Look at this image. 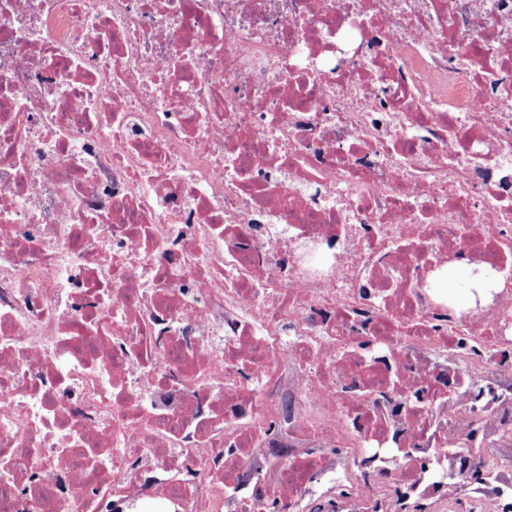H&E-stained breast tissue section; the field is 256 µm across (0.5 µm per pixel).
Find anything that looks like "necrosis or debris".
<instances>
[{
  "label": "necrosis or debris",
  "instance_id": "1",
  "mask_svg": "<svg viewBox=\"0 0 512 512\" xmlns=\"http://www.w3.org/2000/svg\"><path fill=\"white\" fill-rule=\"evenodd\" d=\"M503 443L512 0H0V512H512ZM461 266L456 267L452 273L448 274V267L445 269V273L443 275V278L439 284V288H443L446 294H448V290L454 292L461 300H468V306H473L475 303L474 297L471 294L470 288H454V286L458 287V283L460 280L463 279V277H466L467 284L469 287L472 283H482L485 281V274L486 272L482 269H479L478 272H474V268L471 267V270L465 274L469 268H466L465 270H461L458 272V269ZM464 274V275H463ZM462 275V276H461ZM448 282L451 283L453 288L448 289Z\"/></svg>",
  "mask_w": 512,
  "mask_h": 512
}]
</instances>
